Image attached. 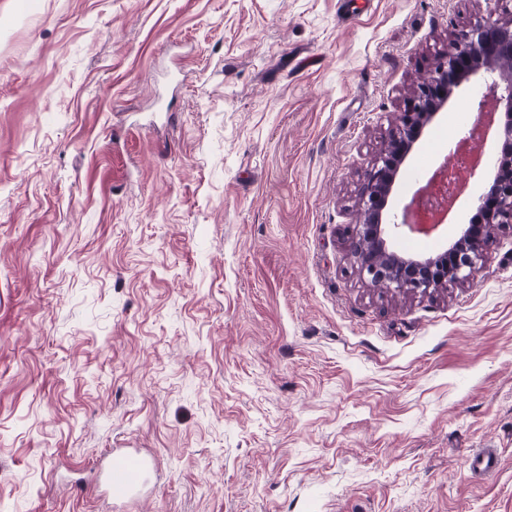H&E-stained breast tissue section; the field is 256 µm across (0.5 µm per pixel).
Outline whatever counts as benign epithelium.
<instances>
[{"instance_id": "7a95c632", "label": "benign epithelium", "mask_w": 512, "mask_h": 512, "mask_svg": "<svg viewBox=\"0 0 512 512\" xmlns=\"http://www.w3.org/2000/svg\"><path fill=\"white\" fill-rule=\"evenodd\" d=\"M472 76L482 84L478 115L468 137L458 142L454 155L465 159L470 175L482 171V178L490 186L478 206L480 223L461 226L448 248L436 256H399L389 250V234L433 233L466 190V179L448 190V165L444 164L434 175L440 179L434 193L414 196L396 212H387L400 166L454 89ZM494 125L504 149L497 164L483 170L470 156V141L484 140ZM357 211L356 236L349 250L359 275L372 287L427 295L445 283L474 280L490 228L495 224L512 225V15L496 18L491 13L470 29L448 38V51L435 60L429 76L407 98L387 147L366 171Z\"/></svg>"}]
</instances>
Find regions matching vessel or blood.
Here are the masks:
<instances>
[{
	"label": "vessel or blood",
	"instance_id": "1",
	"mask_svg": "<svg viewBox=\"0 0 512 512\" xmlns=\"http://www.w3.org/2000/svg\"><path fill=\"white\" fill-rule=\"evenodd\" d=\"M498 461L499 456L494 449L481 448L470 455L468 466L472 473L484 475L492 472ZM153 471L152 461L140 452L113 448L99 464L97 487L121 502L148 491Z\"/></svg>",
	"mask_w": 512,
	"mask_h": 512
}]
</instances>
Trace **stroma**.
Returning a JSON list of instances; mask_svg holds the SVG:
<instances>
[{"label": "stroma", "instance_id": "35a3bbf8", "mask_svg": "<svg viewBox=\"0 0 512 512\" xmlns=\"http://www.w3.org/2000/svg\"><path fill=\"white\" fill-rule=\"evenodd\" d=\"M486 0H0V512H512V231L473 283L368 287L363 176ZM455 89L409 198L477 118ZM483 181L437 236L475 212ZM494 448V474L466 469ZM100 489L116 501L138 497L148 491L154 471L153 462L136 450L110 449L99 464Z\"/></svg>", "mask_w": 512, "mask_h": 512}]
</instances>
